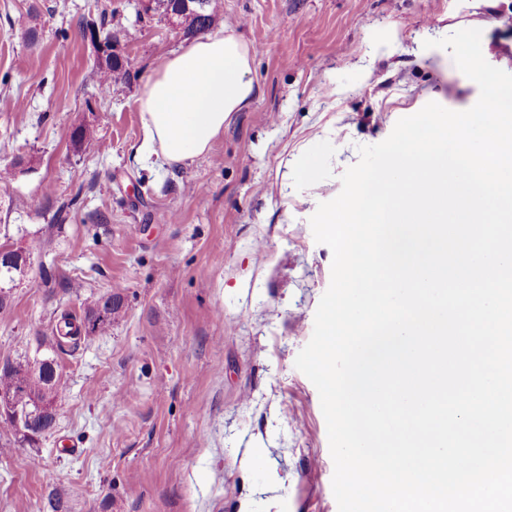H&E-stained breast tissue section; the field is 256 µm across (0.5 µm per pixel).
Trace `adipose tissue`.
<instances>
[{"instance_id":"ef3b65f1","label":"adipose tissue","mask_w":512,"mask_h":512,"mask_svg":"<svg viewBox=\"0 0 512 512\" xmlns=\"http://www.w3.org/2000/svg\"><path fill=\"white\" fill-rule=\"evenodd\" d=\"M253 53L241 35L224 30L165 58L138 98L144 152L170 166L208 153L232 113L251 101Z\"/></svg>"}]
</instances>
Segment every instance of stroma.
I'll return each instance as SVG.
<instances>
[{
    "label": "stroma",
    "instance_id": "stroma-1",
    "mask_svg": "<svg viewBox=\"0 0 512 512\" xmlns=\"http://www.w3.org/2000/svg\"><path fill=\"white\" fill-rule=\"evenodd\" d=\"M100 21L131 71L105 96L81 33ZM227 28L255 49V96L169 167L142 154L136 98L191 43L182 26L140 0H0V246L32 266L0 309V363L49 352L89 296H122L58 353L53 430L27 444L0 423V512H338L319 393L295 366L331 283L310 218L359 146L427 103L477 102L424 41L481 30L512 73V0H224ZM82 123L98 142L78 152Z\"/></svg>",
    "mask_w": 512,
    "mask_h": 512
}]
</instances>
